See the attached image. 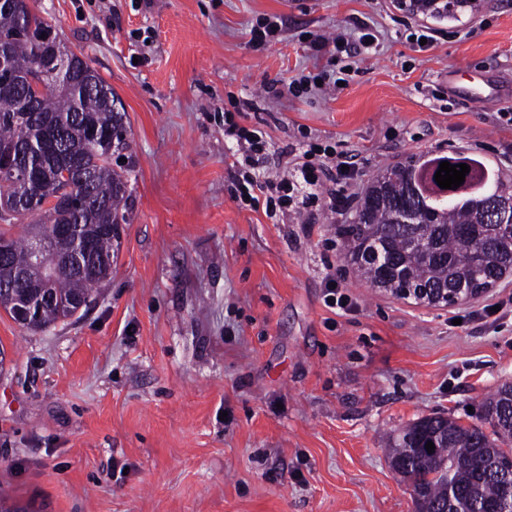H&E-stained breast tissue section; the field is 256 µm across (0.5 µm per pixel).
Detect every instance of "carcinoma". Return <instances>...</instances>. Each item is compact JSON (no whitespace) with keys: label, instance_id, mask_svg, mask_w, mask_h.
<instances>
[{"label":"carcinoma","instance_id":"carcinoma-1","mask_svg":"<svg viewBox=\"0 0 512 512\" xmlns=\"http://www.w3.org/2000/svg\"><path fill=\"white\" fill-rule=\"evenodd\" d=\"M474 0H418V5L436 18L450 22L473 7ZM49 26L36 12L21 4L20 10L0 8V33L20 28ZM66 65L55 77L39 76L40 44L17 40L6 60L15 73L43 84H0V148L29 146V153L15 154L14 161L30 167L48 168L58 163L52 137L80 155L81 165L68 171L66 179L35 178L25 182L0 180V221L11 225L28 220L24 235L13 237L0 230V243L9 248L0 254V285L14 284L21 295L26 286L39 282L43 267L32 256L33 237L60 221L61 205L76 201L68 216L89 236L98 259L112 263L117 258L119 229L131 223L129 177L135 169L130 152L126 113L112 87L87 61L69 56L61 44ZM467 164L476 176H488L483 191L458 195L446 202L428 200L435 208L429 224H399L401 211L412 202L410 180L423 166L439 170L440 163ZM38 196L51 206L42 212L27 207ZM512 201V183L505 182L485 161L458 152L422 155L398 163L377 174L366 187L349 224L336 226L342 242V259L374 288L465 289L477 296L512 275V234L485 223L489 198ZM103 277L74 270L60 271L53 279L54 301L32 313L27 320L14 307L3 305L11 319L29 331H43L73 318L76 298L96 301ZM483 420L491 427L464 426L441 414L420 418L387 440L391 469L416 492L417 512H441L453 496L461 512L470 504L487 505L499 500L502 483L512 481V451L502 445L512 442V383L506 382L483 404ZM435 449L427 452L425 445Z\"/></svg>","mask_w":512,"mask_h":512}]
</instances>
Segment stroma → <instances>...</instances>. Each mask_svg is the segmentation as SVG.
Wrapping results in <instances>:
<instances>
[{
  "label": "stroma",
  "instance_id": "35a3bbf8",
  "mask_svg": "<svg viewBox=\"0 0 512 512\" xmlns=\"http://www.w3.org/2000/svg\"><path fill=\"white\" fill-rule=\"evenodd\" d=\"M120 97L136 161L133 221L82 318L45 332L0 309V498L32 512H416L389 434L436 413L481 421L512 382L505 331L482 314L512 276L430 307L348 272L328 308L336 226L279 223L235 197L224 112L268 141L266 174L328 142L360 182L412 154L484 158L512 180V0L458 21L392 0H32ZM283 21L255 45L257 19ZM376 30L347 86L287 93L307 38ZM435 30L419 50L410 34Z\"/></svg>",
  "mask_w": 512,
  "mask_h": 512
}]
</instances>
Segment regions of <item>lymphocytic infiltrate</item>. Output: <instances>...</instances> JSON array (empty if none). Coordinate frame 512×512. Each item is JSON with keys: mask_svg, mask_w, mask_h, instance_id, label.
<instances>
[{"mask_svg": "<svg viewBox=\"0 0 512 512\" xmlns=\"http://www.w3.org/2000/svg\"><path fill=\"white\" fill-rule=\"evenodd\" d=\"M224 132L237 143L238 149L232 155V165L240 173L237 191L251 205H264L270 214L287 212L300 223L312 224L318 218L316 209L321 198H328V208L334 213L345 212L356 202V170L347 156L334 148L312 145L293 154L289 170L269 188L261 180L268 145L263 132L255 133L233 123ZM329 181L341 183V190L325 193Z\"/></svg>", "mask_w": 512, "mask_h": 512, "instance_id": "lymphocytic-infiltrate-1", "label": "lymphocytic infiltrate"}]
</instances>
